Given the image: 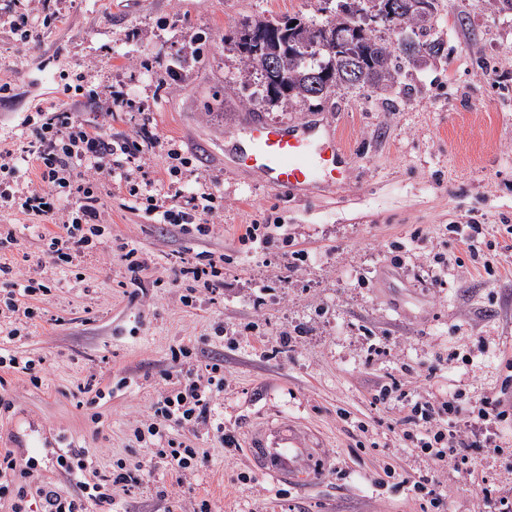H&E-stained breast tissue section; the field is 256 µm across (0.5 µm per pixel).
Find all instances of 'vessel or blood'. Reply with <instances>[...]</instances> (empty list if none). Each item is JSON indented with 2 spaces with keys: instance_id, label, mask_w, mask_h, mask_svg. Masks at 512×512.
Returning <instances> with one entry per match:
<instances>
[{
  "instance_id": "b4317fda",
  "label": "vessel or blood",
  "mask_w": 512,
  "mask_h": 512,
  "mask_svg": "<svg viewBox=\"0 0 512 512\" xmlns=\"http://www.w3.org/2000/svg\"><path fill=\"white\" fill-rule=\"evenodd\" d=\"M225 137L236 166L281 193L303 196L349 180L354 157L332 123L305 118L272 122L252 112ZM245 447L254 469L278 482L308 486L325 477L317 464L319 444L300 424L285 419L253 422Z\"/></svg>"
}]
</instances>
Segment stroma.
I'll return each mask as SVG.
<instances>
[{"label": "stroma", "instance_id": "35a3bbf8", "mask_svg": "<svg viewBox=\"0 0 512 512\" xmlns=\"http://www.w3.org/2000/svg\"><path fill=\"white\" fill-rule=\"evenodd\" d=\"M321 0H50V21L35 19L26 47L10 23L29 14L31 0H0V149L18 152L33 137L28 117L63 106L109 135L149 126L151 158L131 155L136 177L160 178L169 144L192 163L177 178L185 191L206 186L223 210L210 236L175 233L129 212L105 180L103 262L93 250L52 284L39 317L15 344L41 363V386L6 377L12 402L0 414V449L43 454V437L58 447L95 449L98 473L117 462L153 458L133 437L136 422L155 418L165 381L185 366L171 349L190 342L224 365V391L214 413L234 451L216 432H182L199 450L195 494L211 512H421L410 480L430 462L404 439L407 400L422 392L455 394L462 406L506 392L512 399V253L498 249L512 225V14L492 0H439L434 28L445 57L407 68L401 85L376 94L338 88L316 110L332 121L354 154L348 185L305 196L283 195L259 177L232 168L224 132L238 113L258 106L240 83L244 64L224 38L244 19L320 14ZM124 95L111 115L95 98ZM495 243V276L469 258L449 233L469 218ZM267 225L260 250L239 241L242 225ZM20 214L0 223L16 228L18 246L0 263L43 278L52 269L41 237L53 224L26 225ZM136 244L150 263L139 280L119 243ZM307 253L297 269L285 256ZM210 252L224 261V289L189 309L181 291L165 286L179 258ZM447 256L440 269L437 255ZM223 324L224 340L212 338ZM290 334L292 348L279 338ZM112 386L111 397L84 404L78 387L89 376ZM388 399H378L381 388ZM302 422L323 443V483L296 488L247 471L246 431L257 418ZM495 430L505 449L466 454L493 500L512 501V418ZM395 469L386 479L385 468ZM436 478L443 512H486L464 469ZM173 478L117 486L127 512H178Z\"/></svg>", "mask_w": 512, "mask_h": 512}]
</instances>
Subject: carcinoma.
Here are the masks:
<instances>
[{
  "mask_svg": "<svg viewBox=\"0 0 512 512\" xmlns=\"http://www.w3.org/2000/svg\"><path fill=\"white\" fill-rule=\"evenodd\" d=\"M395 0H337L334 15L318 21L304 17H266L247 21L232 38L246 60V76H255L262 99L318 102L338 87L378 93L392 87L407 66L419 67L437 58L442 42L432 34L437 0H426L421 15L391 14ZM386 14L400 34L397 45L359 27L362 17ZM278 58L276 77L265 57Z\"/></svg>",
  "mask_w": 512,
  "mask_h": 512,
  "instance_id": "1",
  "label": "carcinoma"
}]
</instances>
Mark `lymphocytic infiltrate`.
Masks as SVG:
<instances>
[{
	"label": "lymphocytic infiltrate",
	"mask_w": 512,
	"mask_h": 512,
	"mask_svg": "<svg viewBox=\"0 0 512 512\" xmlns=\"http://www.w3.org/2000/svg\"><path fill=\"white\" fill-rule=\"evenodd\" d=\"M35 138L28 152L32 155L46 184L43 192H19L12 186L0 187V209L15 210L40 223L57 225V233L44 239L43 252L53 268L71 264L85 250L94 248L106 232L98 208L96 190L103 176L124 185L126 209L141 211L153 224H168L184 234L209 235L213 226L209 219L217 213L216 196L207 187L186 193L175 190L168 204H156L148 187L133 179L125 167L129 154L142 143L153 142L149 128H141L137 138L109 137L98 127L72 118L61 109L42 110ZM0 279L7 288L8 311L34 319L32 302L50 291L44 279L35 278L0 264ZM189 280L193 286L181 297L189 308H196L201 296L217 294L224 286V266L216 260L207 263L182 261L172 269L171 285ZM19 329H6L0 336V387L4 373L29 376L34 385H41L36 375V362L16 351L14 344ZM224 391L222 364L208 362L182 379L161 388L157 393L158 421L135 427L137 442L154 449V460H162L177 475L176 483L188 512H211L208 500L196 498L189 478L197 468L196 448L174 438L177 430L197 431L214 428L225 447H234L232 436L225 434L223 423H212V410ZM508 416L500 399L486 397L471 409H463L456 398L438 402L421 395L402 418L403 435L418 438L420 448L428 454L433 466H457L463 448L469 447L471 432ZM154 460L119 464L108 475L93 466V452L80 446L52 451L49 466L64 472L69 488H62L44 474V465L32 456L8 449L0 451V501L9 512H117L112 495L113 485L126 487L151 482Z\"/></svg>",
	"instance_id": "f902f5d3"
}]
</instances>
